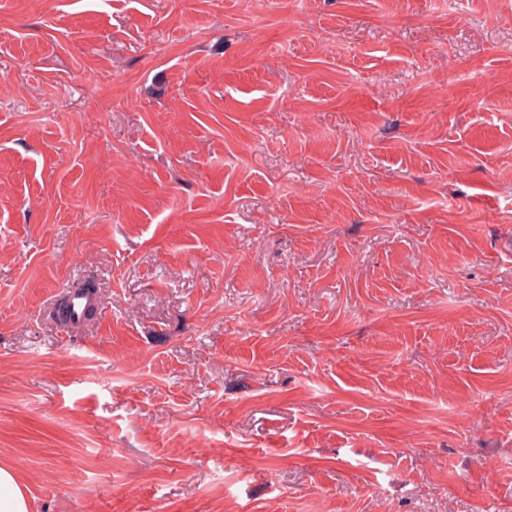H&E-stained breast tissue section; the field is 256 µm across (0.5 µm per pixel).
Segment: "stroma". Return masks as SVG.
I'll list each match as a JSON object with an SVG mask.
<instances>
[{"label": "stroma", "mask_w": 512, "mask_h": 512, "mask_svg": "<svg viewBox=\"0 0 512 512\" xmlns=\"http://www.w3.org/2000/svg\"><path fill=\"white\" fill-rule=\"evenodd\" d=\"M1 464L512 512V0H0Z\"/></svg>", "instance_id": "stroma-1"}]
</instances>
